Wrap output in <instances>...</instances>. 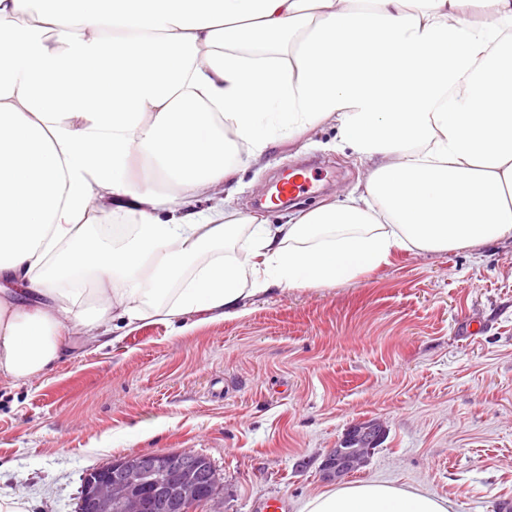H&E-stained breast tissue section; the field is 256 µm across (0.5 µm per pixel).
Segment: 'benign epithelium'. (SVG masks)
I'll return each mask as SVG.
<instances>
[{"mask_svg":"<svg viewBox=\"0 0 512 512\" xmlns=\"http://www.w3.org/2000/svg\"><path fill=\"white\" fill-rule=\"evenodd\" d=\"M384 438L376 423H363L346 440L358 448H333L319 470L339 482L364 463ZM222 485L211 463L189 450L117 457L83 478L78 512H198L221 500Z\"/></svg>","mask_w":512,"mask_h":512,"instance_id":"7a95c632","label":"benign epithelium"}]
</instances>
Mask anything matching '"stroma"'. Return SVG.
Segmentation results:
<instances>
[{"instance_id": "1", "label": "stroma", "mask_w": 512, "mask_h": 512, "mask_svg": "<svg viewBox=\"0 0 512 512\" xmlns=\"http://www.w3.org/2000/svg\"><path fill=\"white\" fill-rule=\"evenodd\" d=\"M232 193L255 208L284 167L314 160L308 210L364 185L335 126L280 142ZM144 420L159 431L126 433ZM386 429L352 481L425 488L453 512H512V240L399 252L346 283L252 298L243 315L180 333L151 323L106 348L70 342L43 377L0 381V484L35 512H75L87 470L146 451L206 456L223 512H286L328 489L319 466L352 426Z\"/></svg>"}]
</instances>
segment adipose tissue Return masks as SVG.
Here are the masks:
<instances>
[{
    "label": "adipose tissue",
    "instance_id": "adipose-tissue-1",
    "mask_svg": "<svg viewBox=\"0 0 512 512\" xmlns=\"http://www.w3.org/2000/svg\"><path fill=\"white\" fill-rule=\"evenodd\" d=\"M325 122L369 166L360 195L280 224L198 207ZM243 226L246 265L225 253ZM510 237L512 0H0V378L46 374L68 338L107 346L116 321L237 316ZM451 509L367 480L298 512Z\"/></svg>",
    "mask_w": 512,
    "mask_h": 512
}]
</instances>
